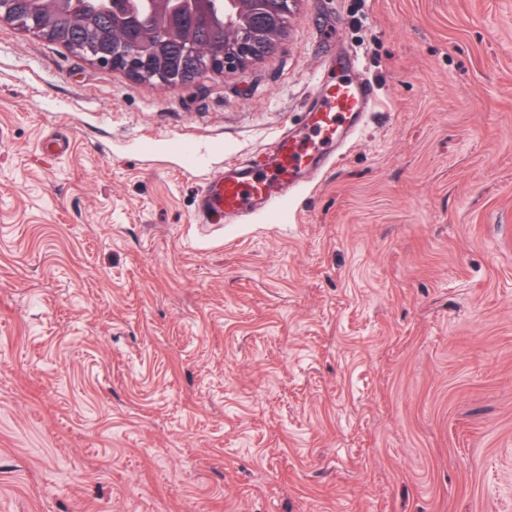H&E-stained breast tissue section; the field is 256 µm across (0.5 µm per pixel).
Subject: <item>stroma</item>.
Segmentation results:
<instances>
[{
	"mask_svg": "<svg viewBox=\"0 0 512 512\" xmlns=\"http://www.w3.org/2000/svg\"><path fill=\"white\" fill-rule=\"evenodd\" d=\"M346 54L341 159L196 223ZM0 512H512V0H296L170 89L0 23Z\"/></svg>",
	"mask_w": 512,
	"mask_h": 512,
	"instance_id": "35a3bbf8",
	"label": "stroma"
}]
</instances>
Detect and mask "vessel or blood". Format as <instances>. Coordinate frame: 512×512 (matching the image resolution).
Here are the masks:
<instances>
[{
	"instance_id": "1",
	"label": "vessel or blood",
	"mask_w": 512,
	"mask_h": 512,
	"mask_svg": "<svg viewBox=\"0 0 512 512\" xmlns=\"http://www.w3.org/2000/svg\"><path fill=\"white\" fill-rule=\"evenodd\" d=\"M339 65L352 70V77L321 73L315 80L317 97L310 104V114L320 141L312 142L309 134L284 127L267 151L245 161L226 162L201 189L199 223L220 224L225 218H241L275 205L287 189L308 182L311 174L336 159L341 135L358 133L375 102L373 87L359 75L358 59L347 57Z\"/></svg>"
}]
</instances>
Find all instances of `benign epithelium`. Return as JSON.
Segmentation results:
<instances>
[{"label": "benign epithelium", "instance_id": "1", "mask_svg": "<svg viewBox=\"0 0 512 512\" xmlns=\"http://www.w3.org/2000/svg\"><path fill=\"white\" fill-rule=\"evenodd\" d=\"M295 0H254L253 8L262 13L271 30L281 28L282 16ZM239 0H194L195 14L211 19L213 14L224 15L225 27L233 28L232 22L239 9ZM77 49L92 63L119 69L139 79H151L163 88H170L191 81L200 73L220 71L227 66L242 65L258 54L256 40L245 34L232 35L229 42H218L204 48L196 42L180 43L178 59L172 61L160 51L145 44L127 41L103 47L86 42Z\"/></svg>", "mask_w": 512, "mask_h": 512}]
</instances>
